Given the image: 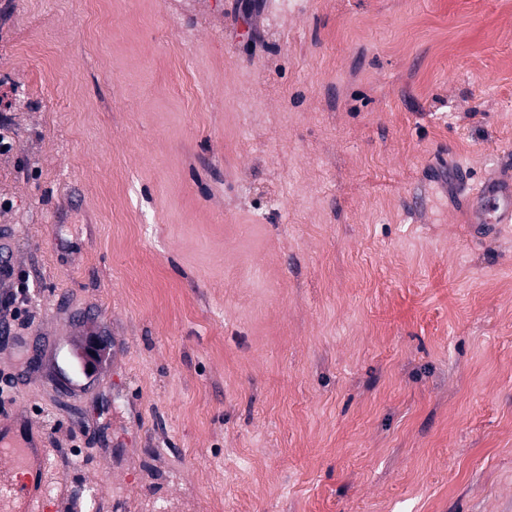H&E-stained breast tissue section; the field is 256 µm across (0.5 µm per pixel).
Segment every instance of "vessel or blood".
<instances>
[{
  "mask_svg": "<svg viewBox=\"0 0 512 512\" xmlns=\"http://www.w3.org/2000/svg\"><path fill=\"white\" fill-rule=\"evenodd\" d=\"M479 193L492 201L482 213L486 224L512 223V185L492 178ZM22 459L0 474V512H53L55 498L49 478L53 451L41 436L30 435L21 450Z\"/></svg>",
  "mask_w": 512,
  "mask_h": 512,
  "instance_id": "vessel-or-blood-1",
  "label": "vessel or blood"
}]
</instances>
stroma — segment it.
I'll use <instances>...</instances> for the list:
<instances>
[{
  "label": "stroma",
  "mask_w": 512,
  "mask_h": 512,
  "mask_svg": "<svg viewBox=\"0 0 512 512\" xmlns=\"http://www.w3.org/2000/svg\"><path fill=\"white\" fill-rule=\"evenodd\" d=\"M0 133L56 512H512V0H0ZM501 187L499 178L484 182L478 193L492 200L493 205L482 211V224L512 223V185L510 179H503Z\"/></svg>",
  "instance_id": "1"
}]
</instances>
